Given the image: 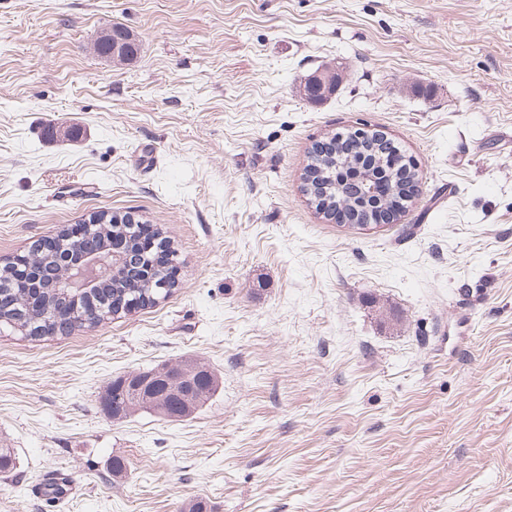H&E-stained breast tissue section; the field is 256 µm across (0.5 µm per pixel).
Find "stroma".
Instances as JSON below:
<instances>
[{"label":"stroma","mask_w":512,"mask_h":512,"mask_svg":"<svg viewBox=\"0 0 512 512\" xmlns=\"http://www.w3.org/2000/svg\"><path fill=\"white\" fill-rule=\"evenodd\" d=\"M356 127L419 170L379 230L302 190ZM101 210L161 227L178 284L0 330V512H512V0H0V261ZM185 358L221 381L192 416L103 413ZM124 31L111 26L101 32L93 44L94 52L112 63L122 64L132 60L139 51V45ZM125 35L124 37L122 35Z\"/></svg>","instance_id":"stroma-1"}]
</instances>
